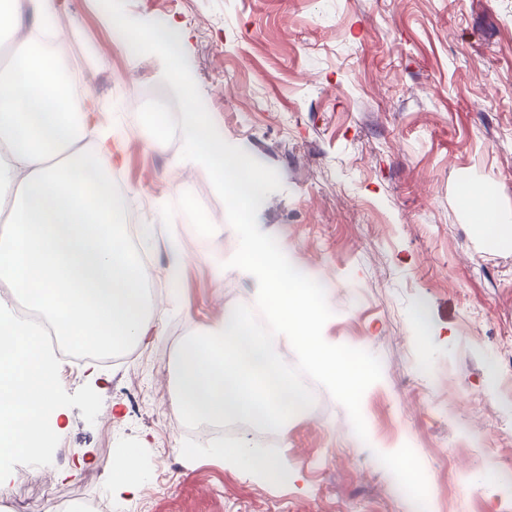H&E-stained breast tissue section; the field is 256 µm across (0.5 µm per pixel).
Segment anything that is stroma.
Listing matches in <instances>:
<instances>
[{
	"label": "stroma",
	"mask_w": 512,
	"mask_h": 512,
	"mask_svg": "<svg viewBox=\"0 0 512 512\" xmlns=\"http://www.w3.org/2000/svg\"><path fill=\"white\" fill-rule=\"evenodd\" d=\"M129 16L172 21L204 106L224 140L277 170L259 228L319 282L333 315L326 342L366 350L382 377L365 391L368 438L324 387L288 421V444L250 441L288 478L259 481L175 438L171 371L179 336L254 306L255 282L225 263L238 248L205 169L182 138L155 143L124 82L178 99L158 56L135 55L98 0H65L61 62L109 134L127 220L153 229L141 251L158 281V340L95 360H57L69 419L59 451L17 457L42 512L94 494L112 512H501L512 495V247L462 207L491 190L512 222V0H127ZM224 224L217 239L177 222L182 198ZM140 451L136 497L112 495L104 460ZM196 457L187 460V449ZM412 449L421 494L407 496L391 457ZM74 470L60 479L59 470Z\"/></svg>",
	"instance_id": "obj_1"
}]
</instances>
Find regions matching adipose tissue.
I'll use <instances>...</instances> for the list:
<instances>
[{"label":"adipose tissue","instance_id":"1","mask_svg":"<svg viewBox=\"0 0 512 512\" xmlns=\"http://www.w3.org/2000/svg\"><path fill=\"white\" fill-rule=\"evenodd\" d=\"M37 19L0 68V277L71 347L113 354L158 326L104 144L83 147L86 95L42 40L55 0H0V31ZM36 326L0 299V460L55 455L65 414Z\"/></svg>","mask_w":512,"mask_h":512}]
</instances>
